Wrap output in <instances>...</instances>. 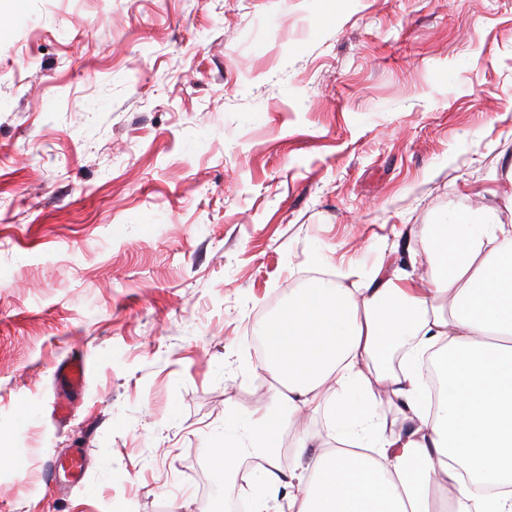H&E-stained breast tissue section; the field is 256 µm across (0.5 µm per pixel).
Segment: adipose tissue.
<instances>
[{
	"mask_svg": "<svg viewBox=\"0 0 512 512\" xmlns=\"http://www.w3.org/2000/svg\"><path fill=\"white\" fill-rule=\"evenodd\" d=\"M413 261L350 290L295 289L262 329L271 386L224 412L209 467L252 512H512V224L470 209L431 225ZM434 363L448 391L425 397ZM409 422L380 418L383 399ZM325 410L330 442L308 431Z\"/></svg>",
	"mask_w": 512,
	"mask_h": 512,
	"instance_id": "adipose-tissue-1",
	"label": "adipose tissue"
}]
</instances>
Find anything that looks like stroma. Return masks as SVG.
Masks as SVG:
<instances>
[{"label":"stroma","mask_w":512,"mask_h":512,"mask_svg":"<svg viewBox=\"0 0 512 512\" xmlns=\"http://www.w3.org/2000/svg\"><path fill=\"white\" fill-rule=\"evenodd\" d=\"M510 194L512 0H0V512H219L289 293ZM86 372V363L83 358H70L57 365L55 373L72 386H81Z\"/></svg>","instance_id":"obj_1"}]
</instances>
